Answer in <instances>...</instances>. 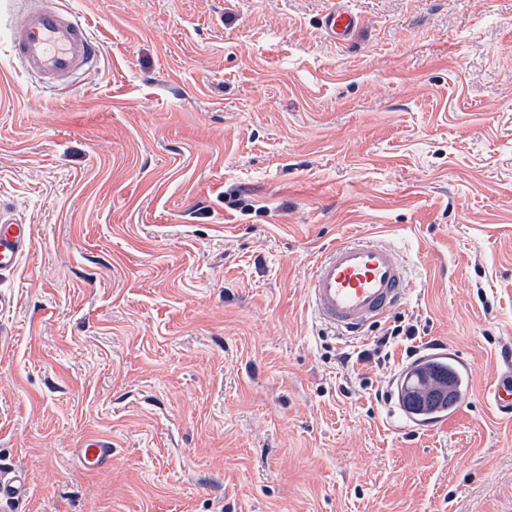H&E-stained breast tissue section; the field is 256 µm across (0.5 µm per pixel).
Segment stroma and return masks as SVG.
Returning a JSON list of instances; mask_svg holds the SVG:
<instances>
[{
	"label": "stroma",
	"instance_id": "1",
	"mask_svg": "<svg viewBox=\"0 0 512 512\" xmlns=\"http://www.w3.org/2000/svg\"><path fill=\"white\" fill-rule=\"evenodd\" d=\"M91 81L18 70L0 0V512H512V0H58ZM238 189L245 208H228ZM402 248L424 352L471 391L448 424L391 417L410 365H341L376 333L315 320L321 253ZM389 397L377 401L376 390ZM112 463L86 469V436ZM322 26L330 40L346 42L358 26V16L346 0H336L335 6L324 15ZM0 271L15 267L21 255L30 247L31 228L15 224L0 215ZM490 408L512 417V370L511 375L505 374L491 383L485 392Z\"/></svg>",
	"mask_w": 512,
	"mask_h": 512
}]
</instances>
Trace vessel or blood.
I'll return each mask as SVG.
<instances>
[{
  "instance_id": "1",
  "label": "vessel or blood",
  "mask_w": 512,
  "mask_h": 512,
  "mask_svg": "<svg viewBox=\"0 0 512 512\" xmlns=\"http://www.w3.org/2000/svg\"><path fill=\"white\" fill-rule=\"evenodd\" d=\"M322 26L333 41L345 42L358 26L347 0H336ZM13 58L22 71L44 87L56 88L74 73L91 76L96 47L86 24L55 0H24L11 26ZM32 242L31 228L9 220L0 222V271L15 267ZM410 271L402 251L389 243L353 241L330 247L316 261L307 289L308 305L321 321L342 336H357L382 318L406 296ZM490 406L512 416V374L491 383ZM403 425L427 430L446 423L448 413L419 417L406 400H398ZM82 464L92 469L112 459L110 442L97 437L78 450Z\"/></svg>"
}]
</instances>
